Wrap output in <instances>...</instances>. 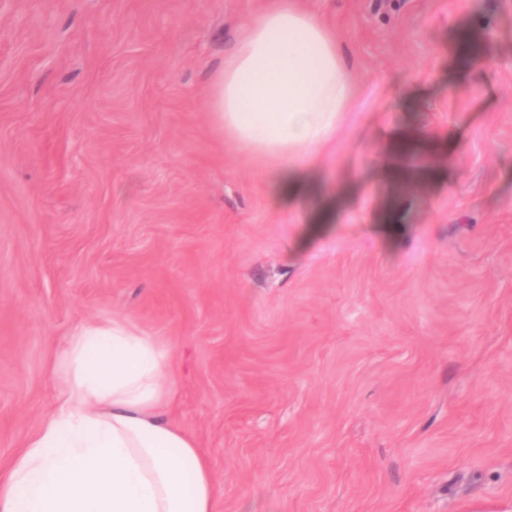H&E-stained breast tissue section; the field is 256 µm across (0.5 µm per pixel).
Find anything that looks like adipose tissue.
Instances as JSON below:
<instances>
[{
	"label": "adipose tissue",
	"instance_id": "adipose-tissue-1",
	"mask_svg": "<svg viewBox=\"0 0 512 512\" xmlns=\"http://www.w3.org/2000/svg\"><path fill=\"white\" fill-rule=\"evenodd\" d=\"M354 89L319 16L273 0L211 75L213 132L299 193V167L335 140ZM52 411L0 477V512H216L209 456L165 416L170 352L128 320L84 321L54 361Z\"/></svg>",
	"mask_w": 512,
	"mask_h": 512
}]
</instances>
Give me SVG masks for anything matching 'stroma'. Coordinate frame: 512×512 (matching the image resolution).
<instances>
[{"label":"stroma","instance_id":"35a3bbf8","mask_svg":"<svg viewBox=\"0 0 512 512\" xmlns=\"http://www.w3.org/2000/svg\"><path fill=\"white\" fill-rule=\"evenodd\" d=\"M264 4L0 0V476L119 317L216 512H512V0H306L355 95L287 201L205 97Z\"/></svg>","mask_w":512,"mask_h":512}]
</instances>
